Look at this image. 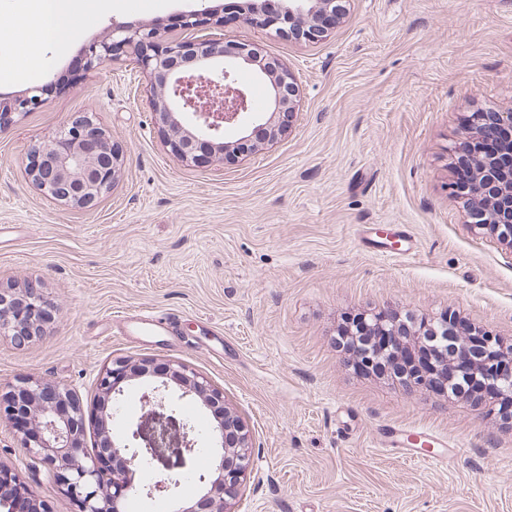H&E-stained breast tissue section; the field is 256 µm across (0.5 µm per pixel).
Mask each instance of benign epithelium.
<instances>
[{"instance_id":"7a95c632","label":"benign epithelium","mask_w":512,"mask_h":512,"mask_svg":"<svg viewBox=\"0 0 512 512\" xmlns=\"http://www.w3.org/2000/svg\"><path fill=\"white\" fill-rule=\"evenodd\" d=\"M341 0H281L270 12L254 2L244 21L262 30L304 42L325 39L336 24ZM203 8L176 18V27L194 30L211 19ZM87 69H95L125 55L136 60L149 77V104L166 137L170 151L192 165L251 154L259 132L273 142L286 131L276 118L293 116L299 86L288 66L263 56L260 45L226 42L222 38L171 39L154 23L114 22L84 50ZM251 72L267 88L265 111L252 110L248 92L236 83L235 73ZM43 88L33 87L8 101L0 99V122L31 112L42 102ZM512 128V112H480L472 119L469 142L477 144L488 133ZM236 132L233 141L224 130ZM506 160L479 159L471 197L484 207L482 223L502 230L501 239L512 248V138L506 139ZM122 164V152L112 134L89 115H80L49 144L27 156L26 173L49 198L68 205L90 207L113 186ZM0 288V339L24 345L46 330L49 318L39 288L29 285L26 302ZM461 336L456 365L470 366L473 345L483 344L481 360L494 387L489 397L512 398V349L493 353L492 336ZM134 387L141 390L142 413L127 420V432H114L118 397ZM410 391H433L435 381L424 373L405 380ZM100 415L98 450H84L85 413L77 393L60 382L24 379L0 399V419L22 434L24 448L38 460L72 512H127L130 500L164 497L172 512H230L229 500L241 495L253 469V448L241 421L224 407V394L206 377L172 360L159 370L154 360L116 359L98 379ZM191 398L210 411L215 424L208 432V465L198 476V493L185 499L176 494V471L187 467L197 452L193 429L173 408ZM156 462L167 475L152 483L135 482L144 458ZM0 509L4 512H48L36 502L29 486L17 474L0 467Z\"/></svg>"}]
</instances>
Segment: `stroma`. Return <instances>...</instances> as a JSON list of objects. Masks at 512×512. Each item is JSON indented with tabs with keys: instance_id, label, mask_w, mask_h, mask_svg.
I'll list each match as a JSON object with an SVG mask.
<instances>
[{
	"instance_id": "obj_1",
	"label": "stroma",
	"mask_w": 512,
	"mask_h": 512,
	"mask_svg": "<svg viewBox=\"0 0 512 512\" xmlns=\"http://www.w3.org/2000/svg\"><path fill=\"white\" fill-rule=\"evenodd\" d=\"M227 0H114L84 14L64 50L28 77L0 41V97L45 86L34 111L0 125V285L39 284L52 319L18 347L0 339V396L31 378L72 385L98 439V375L117 358L179 361L224 394L254 448L233 512H512V421L494 407L354 372L336 346L349 312L453 313L512 344V248L472 224L452 195L451 155L474 112L512 110V0H347L318 43L236 21L198 35L255 42L300 89L292 126L224 165H186L147 106V77L122 57L69 76L111 22L169 23ZM91 113L123 151L89 208L43 196L26 154ZM363 224L406 225L417 251L382 258ZM178 314L173 336L125 332L122 318ZM394 425L458 441L433 460L385 448ZM0 463L51 512L71 505L0 422Z\"/></svg>"
}]
</instances>
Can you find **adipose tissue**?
I'll return each mask as SVG.
<instances>
[{"label": "adipose tissue", "instance_id": "1", "mask_svg": "<svg viewBox=\"0 0 512 512\" xmlns=\"http://www.w3.org/2000/svg\"><path fill=\"white\" fill-rule=\"evenodd\" d=\"M112 0H31L26 14L28 25L21 38L25 50L19 62L20 71L35 70L48 47H60L71 39L74 22L81 12L108 9Z\"/></svg>", "mask_w": 512, "mask_h": 512}]
</instances>
